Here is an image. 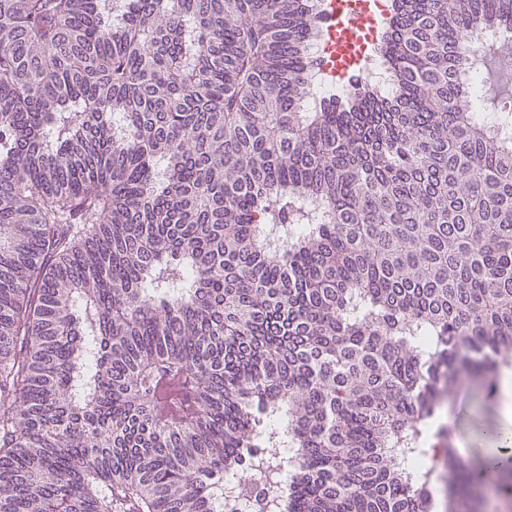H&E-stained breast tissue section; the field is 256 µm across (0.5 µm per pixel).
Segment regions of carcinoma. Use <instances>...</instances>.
I'll return each mask as SVG.
<instances>
[{
	"mask_svg": "<svg viewBox=\"0 0 512 512\" xmlns=\"http://www.w3.org/2000/svg\"><path fill=\"white\" fill-rule=\"evenodd\" d=\"M0 0V512H476L433 423L512 367V139L476 31L391 0L308 110L318 0ZM260 457L254 459L248 465L252 477L248 481L241 479L242 485L247 490L248 497H238L234 493L224 490L223 495L222 493L217 494L220 503L217 512H268L265 504L269 500V494L267 486L258 472V460Z\"/></svg>",
	"mask_w": 512,
	"mask_h": 512,
	"instance_id": "cac0c4a2",
	"label": "carcinoma"
}]
</instances>
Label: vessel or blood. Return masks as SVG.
I'll list each match as a JSON object with an SVG mask.
<instances>
[{"mask_svg": "<svg viewBox=\"0 0 512 512\" xmlns=\"http://www.w3.org/2000/svg\"><path fill=\"white\" fill-rule=\"evenodd\" d=\"M380 0H328L326 29L329 41L322 58L324 70L345 78L363 71L365 41L379 26Z\"/></svg>", "mask_w": 512, "mask_h": 512, "instance_id": "1", "label": "vessel or blood"}]
</instances>
